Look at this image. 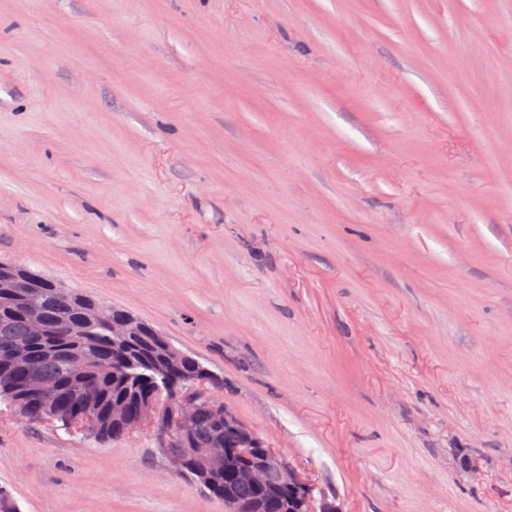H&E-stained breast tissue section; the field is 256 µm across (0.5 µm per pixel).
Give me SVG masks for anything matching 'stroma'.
<instances>
[{
	"label": "stroma",
	"instance_id": "35a3bbf8",
	"mask_svg": "<svg viewBox=\"0 0 512 512\" xmlns=\"http://www.w3.org/2000/svg\"><path fill=\"white\" fill-rule=\"evenodd\" d=\"M0 260L223 377L341 512H512V0H0ZM0 487L224 512L149 432L5 409Z\"/></svg>",
	"mask_w": 512,
	"mask_h": 512
}]
</instances>
